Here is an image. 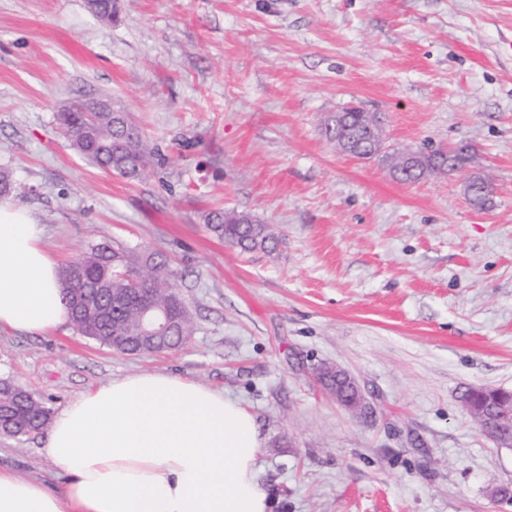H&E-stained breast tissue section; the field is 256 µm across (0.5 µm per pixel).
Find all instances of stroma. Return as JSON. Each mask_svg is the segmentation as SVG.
<instances>
[{"mask_svg":"<svg viewBox=\"0 0 512 512\" xmlns=\"http://www.w3.org/2000/svg\"><path fill=\"white\" fill-rule=\"evenodd\" d=\"M121 104L157 153L129 181L80 157L55 115ZM386 117L389 145L473 147L464 172L414 183L339 152L326 113ZM0 165L59 264L89 243L163 252L195 333L126 356L73 324L0 331V379L51 412L112 379L167 372L223 391L263 438L275 512H512V449L467 413L512 390V0H0ZM234 208L271 224L245 253L205 227ZM348 370L371 415L337 405ZM46 434L0 437V469L61 485ZM492 394H487L483 390L479 391H467L463 395V405L468 413L474 418L482 430L486 426V421L483 420V413L485 410L490 408L491 404H488L489 397Z\"/></svg>","mask_w":512,"mask_h":512,"instance_id":"stroma-1","label":"stroma"}]
</instances>
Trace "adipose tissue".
<instances>
[{
    "label": "adipose tissue",
    "mask_w": 512,
    "mask_h": 512,
    "mask_svg": "<svg viewBox=\"0 0 512 512\" xmlns=\"http://www.w3.org/2000/svg\"><path fill=\"white\" fill-rule=\"evenodd\" d=\"M28 210L0 203V329L64 324L60 268ZM253 415L223 392L161 372L125 376L67 404L45 439L59 489L0 470V512H273L257 478Z\"/></svg>",
    "instance_id": "adipose-tissue-1"
}]
</instances>
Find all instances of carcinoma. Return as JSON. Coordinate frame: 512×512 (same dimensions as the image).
I'll list each match as a JSON object with an SVG mask.
<instances>
[{"mask_svg":"<svg viewBox=\"0 0 512 512\" xmlns=\"http://www.w3.org/2000/svg\"><path fill=\"white\" fill-rule=\"evenodd\" d=\"M116 0H95L93 15L104 22L112 21ZM117 112L89 113L77 103L64 112L56 113L58 128L84 159L104 172L138 179L154 162V152L143 135L125 139L120 145L112 142L122 134L121 114ZM370 114L356 112L345 126V134L366 144V122ZM445 152L434 149L423 156L418 173L405 177L416 181L423 172H446ZM16 191L12 172L0 167V199ZM208 229L224 243L242 252L270 251L276 238L269 226L250 213L234 209H216L206 215ZM84 263L66 265L61 274V301L68 309L77 331L115 353L122 355H154L182 347L180 337L193 334L191 314L180 294L169 285L173 275L167 258L159 251L137 246L110 245L106 242L88 246L82 253ZM177 317L178 336L153 343H142L130 338L129 331L136 325L142 303ZM0 396L8 400L15 420L7 436L20 438L44 429L50 419V410L29 391H21L7 379L0 380ZM489 395L484 391H467L463 405L480 427L486 426L483 413L490 408Z\"/></svg>","mask_w":512,"mask_h":512,"instance_id":"obj_1","label":"carcinoma"}]
</instances>
